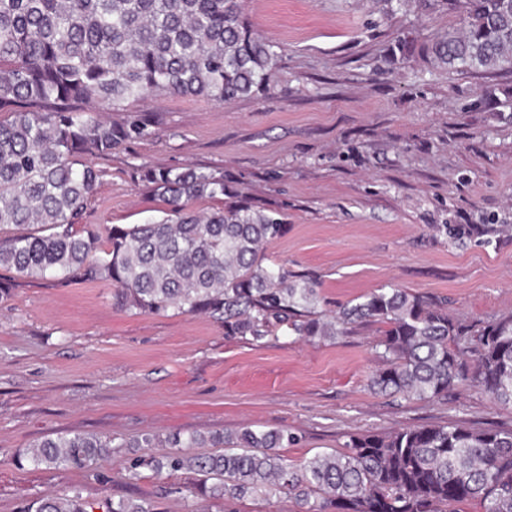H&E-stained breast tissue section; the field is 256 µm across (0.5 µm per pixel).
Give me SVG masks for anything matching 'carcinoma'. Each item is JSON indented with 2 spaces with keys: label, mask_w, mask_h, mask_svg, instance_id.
<instances>
[{
  "label": "carcinoma",
  "mask_w": 512,
  "mask_h": 512,
  "mask_svg": "<svg viewBox=\"0 0 512 512\" xmlns=\"http://www.w3.org/2000/svg\"><path fill=\"white\" fill-rule=\"evenodd\" d=\"M465 31L426 45L457 72L512 74V0H464ZM279 64L275 45L243 14L242 0H0V298L16 278L105 282L113 305L140 313L202 312L224 335L334 340L353 329L387 326L378 343L386 368L370 379L390 397L448 399L472 384L512 406V315L478 329L448 314L447 301L403 288H379L332 317L316 311L317 283L264 246L286 231L285 215L242 198L224 175L145 163L136 178L168 198V216L146 224H82L103 176L81 160L155 134L140 113L122 123L103 112L170 95L224 104L269 90ZM222 201L208 212L198 199ZM457 240L492 229L436 226ZM297 436L244 428L160 439L138 448L166 451L129 461V478L192 471L205 478L194 496L240 501L285 493L299 512H512V428L464 423L422 425L388 435H350L346 451L299 464L279 449ZM209 446L214 453L188 448ZM112 443L75 434L44 439L23 460L93 471ZM102 512H159L152 498H106ZM75 492L33 499L21 512H95Z\"/></svg>",
  "instance_id": "obj_1"
}]
</instances>
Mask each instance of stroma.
Instances as JSON below:
<instances>
[{
  "label": "stroma",
  "instance_id": "stroma-1",
  "mask_svg": "<svg viewBox=\"0 0 512 512\" xmlns=\"http://www.w3.org/2000/svg\"><path fill=\"white\" fill-rule=\"evenodd\" d=\"M258 34L281 54L270 92L226 105L158 96L137 102L153 138L96 159L104 176L82 221L142 224L165 199L134 176L144 163L221 173L256 205L284 213L270 259L319 282L320 310L395 284L447 299L479 325L512 313V75L458 74L424 51L462 30L446 0H244ZM435 224H488L490 242L454 240ZM372 324L335 340L228 337L204 314L114 307L104 283L21 278L0 301V512L80 491L152 497L164 512H224L191 499L197 474L126 467L143 435L285 428L292 462L340 451L347 435L461 420L512 426V407L472 385L447 400L374 392L384 369ZM92 434L115 447L88 473L16 465L46 438Z\"/></svg>",
  "mask_w": 512,
  "mask_h": 512
}]
</instances>
